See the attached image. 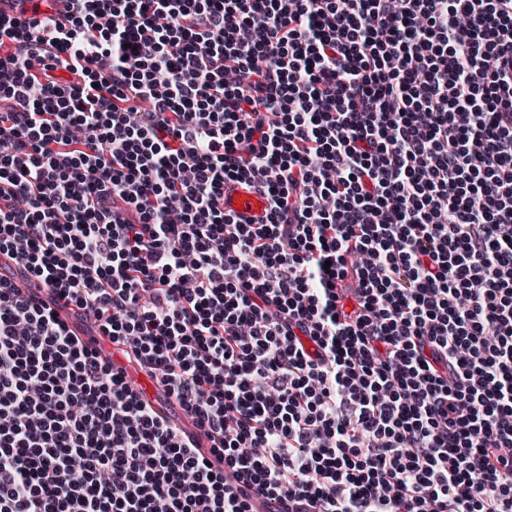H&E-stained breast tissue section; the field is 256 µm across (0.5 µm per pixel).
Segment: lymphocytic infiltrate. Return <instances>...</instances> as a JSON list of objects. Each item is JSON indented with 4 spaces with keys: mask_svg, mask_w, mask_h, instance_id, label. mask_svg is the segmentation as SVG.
<instances>
[{
    "mask_svg": "<svg viewBox=\"0 0 512 512\" xmlns=\"http://www.w3.org/2000/svg\"><path fill=\"white\" fill-rule=\"evenodd\" d=\"M67 2L0 15V512H512V0ZM257 202H260L259 209H256L255 206ZM236 205H241V210H238ZM266 207V196L260 193L257 186L249 181L228 182L224 186V211L226 213H231L247 221L262 216ZM76 333L83 342L87 343L97 352L99 359L111 361L116 366L124 365V356L120 353L117 346L104 339L103 336H84L83 330L80 329Z\"/></svg>",
    "mask_w": 512,
    "mask_h": 512,
    "instance_id": "f902f5d3",
    "label": "lymphocytic infiltrate"
}]
</instances>
